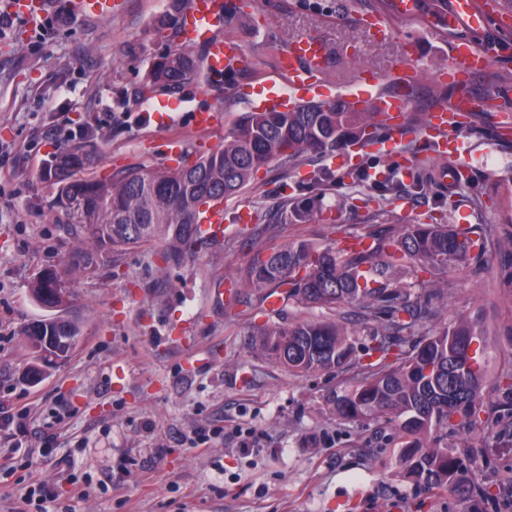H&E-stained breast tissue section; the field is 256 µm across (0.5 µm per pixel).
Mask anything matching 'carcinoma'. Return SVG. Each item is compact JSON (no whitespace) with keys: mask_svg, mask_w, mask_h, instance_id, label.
<instances>
[{"mask_svg":"<svg viewBox=\"0 0 512 512\" xmlns=\"http://www.w3.org/2000/svg\"><path fill=\"white\" fill-rule=\"evenodd\" d=\"M204 51L170 50L158 57L137 94L144 100L177 92L202 74ZM388 126L379 113L358 109L346 99L299 105L291 110L246 112L224 138V148L166 171L130 168L108 179L86 174L94 164L84 145L55 155L56 204L65 212L77 241L64 267L40 269L30 285L37 300L53 289L71 287L78 275L112 265V255L164 239L167 259L207 243L199 230L200 208L248 187L272 162L291 166L309 153L332 155L345 147L379 139ZM494 229L411 224L385 235L367 234L338 250L317 252L300 242L255 255L240 285L259 293L260 302L279 294L307 305L339 311L351 306L374 322L368 343L357 346L337 321L303 320L261 332L260 347L295 374L352 371L350 388L335 393L336 414L351 421L396 423L405 440L401 463L418 487L469 492L462 458L473 451L477 426L497 430L512 445V370L499 377L495 400L487 401L484 364L488 337L476 323L460 320L417 339L418 324L432 315L439 290L414 294L402 288L397 272L417 263L438 283L448 269L483 264L497 246ZM56 350L37 352L49 364L67 351L79 328L63 314L52 317ZM458 440L448 444V434Z\"/></svg>","mask_w":512,"mask_h":512,"instance_id":"1","label":"carcinoma"}]
</instances>
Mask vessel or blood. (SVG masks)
Wrapping results in <instances>:
<instances>
[{
	"label": "vessel or blood",
	"mask_w": 512,
	"mask_h": 512,
	"mask_svg": "<svg viewBox=\"0 0 512 512\" xmlns=\"http://www.w3.org/2000/svg\"><path fill=\"white\" fill-rule=\"evenodd\" d=\"M64 6L74 16L108 17L112 14L113 0H64ZM226 20L223 0H191L189 8L177 18L183 42L206 44L204 69L209 81L213 83L223 80L227 70L240 69L246 62L239 40L223 39L218 35ZM439 20L451 28L467 24L478 34L486 28V20L475 10L472 0H454L452 10L440 15ZM330 53L327 43L320 39L299 37L290 41L278 58V69L289 81V93L285 96L268 95L263 102L264 107L281 111L294 108L307 94L323 86L330 72L327 65ZM488 60V51L474 49L469 43L462 42L456 46L454 60L448 68L443 69L442 74L451 78L461 72L479 71L486 66ZM373 104L377 111L392 117L388 134L381 140L352 145L349 158H357L364 151H390L403 135L397 118L406 106L405 99L392 95L379 96L374 98ZM469 110L467 99L458 97L451 107H441L433 112L422 130L423 140L430 143L439 156L452 154L459 160L457 167L439 170L438 175L443 182H457L472 161L471 150L457 136ZM223 220L224 206L217 203L201 216L199 227L204 235L219 238L224 234Z\"/></svg>",
	"instance_id": "vessel-or-blood-1"
}]
</instances>
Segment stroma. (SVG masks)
<instances>
[{
	"instance_id": "obj_1",
	"label": "stroma",
	"mask_w": 512,
	"mask_h": 512,
	"mask_svg": "<svg viewBox=\"0 0 512 512\" xmlns=\"http://www.w3.org/2000/svg\"><path fill=\"white\" fill-rule=\"evenodd\" d=\"M0 15V413L30 414L31 450L0 467V512H512V446L475 430L483 448L464 463L484 495L462 498L419 489L400 465L403 442L392 424L349 421L329 397L349 384L346 373L295 375L259 348L260 327L301 319L330 320L324 307L285 302L272 312L257 298L235 305L212 290L235 284L252 256L305 242L322 250L364 234L377 208L398 226L512 225V139L497 137L504 113L487 98L512 89V16L503 0H475L490 26L475 35L430 20L448 0H421L403 19L381 0H247L225 36L244 45L246 65L230 80L185 86L166 96L170 120L156 124L136 95L168 44L157 34L176 17V0H122L111 18H79L44 0L31 16ZM380 18L385 40L364 24ZM300 34L323 38L336 56L322 99L348 98L347 74L367 64L389 93L409 72L408 126L395 152H366L361 165L390 173L399 191L380 197L373 179L352 182L345 153L306 156L294 166L262 167L250 186L224 202V235L176 261L163 241L128 250L112 266L76 278L67 315L78 325L76 347L37 383L23 374L35 355L23 334L49 312L30 298L45 265L67 262L75 245L56 190L44 172L59 150L90 142L96 175L126 167H175L170 143L205 155L224 146L239 116L255 111L269 90L285 91L278 55ZM491 49V64L468 85L479 103L461 136L475 158L465 181L412 189L395 156L417 161L431 151L418 132L456 90L437 74L457 42ZM214 111L206 131L196 111ZM482 206H475V199ZM309 208L307 220L281 221V207ZM512 247L494 250L480 270L449 271L447 296L416 336L480 316L489 338L487 370L512 364ZM255 439L252 448L242 447Z\"/></svg>"
}]
</instances>
